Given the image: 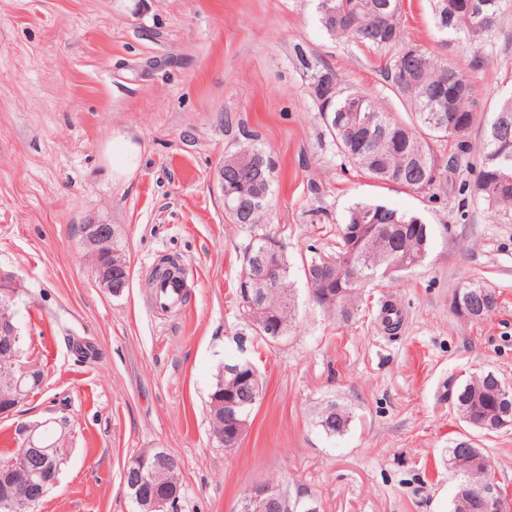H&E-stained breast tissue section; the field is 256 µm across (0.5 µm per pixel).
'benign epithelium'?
Returning a JSON list of instances; mask_svg holds the SVG:
<instances>
[{"label": "benign epithelium", "instance_id": "1", "mask_svg": "<svg viewBox=\"0 0 512 512\" xmlns=\"http://www.w3.org/2000/svg\"><path fill=\"white\" fill-rule=\"evenodd\" d=\"M83 234L95 258L93 271L100 287L114 296L121 295L129 285V269L125 258L112 250V226L86 224ZM246 262L258 270V273L251 275L256 286L268 288L276 282L277 276L263 257H248ZM18 292L13 277L0 273V368L11 371L8 382L0 384L1 416L13 413L30 394L28 377L33 368L20 362V330L13 307ZM251 306L259 317L254 324L255 330L265 331L268 333L266 340L276 343L274 328L263 323L269 310L255 301L251 302ZM224 378L231 386L245 388V394L238 399H213L212 406L220 417L228 420V429L225 432H212L210 437L219 446L232 449L242 440L249 426L248 420L242 418L241 408L255 405L263 395V387L259 373L252 364L243 368L232 363L224 369ZM56 423L58 420L47 418L18 427L19 448L6 464L0 466V509L3 512H35L41 496L35 494L33 488L38 485L44 493L55 483L62 465L55 455ZM35 456L43 461L39 469L30 464ZM155 456L161 466L154 471L136 455L127 462V465L138 470L132 480L124 481V485L139 512H167L168 505L180 496V485L161 478L163 472L177 466L175 458L165 448L155 449ZM468 492L472 498L494 506L496 512H509L512 509L487 462L483 463L480 482L470 486ZM235 512H319V507L317 499L302 488L292 491L286 485L274 486L260 481L252 486L251 497L239 503Z\"/></svg>", "mask_w": 512, "mask_h": 512}]
</instances>
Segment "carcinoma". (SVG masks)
I'll use <instances>...</instances> for the list:
<instances>
[{
    "mask_svg": "<svg viewBox=\"0 0 512 512\" xmlns=\"http://www.w3.org/2000/svg\"><path fill=\"white\" fill-rule=\"evenodd\" d=\"M434 28L441 45L452 50L464 47L470 51L469 72L482 70L492 59L495 31L499 17L512 12V0H428ZM316 14L321 27L329 35L352 39L376 50L394 51L385 67L389 86L405 102L414 115L410 124L396 120L383 111L364 92L343 88L334 82V92L317 100L326 120L337 152L369 178L394 183L406 190L424 193L435 189L448 178V167L442 165L435 146L454 137L459 152L468 146L463 137L480 122L472 94L469 72H464L449 55L432 54L417 44L402 43V0H316ZM463 121L462 131L448 133V116ZM251 161L246 168L224 167V211L235 224H259L268 206L274 182L275 163L264 151L243 148L237 153ZM474 199L499 219L512 218V96L503 100L484 129L481 161L471 186ZM397 237V256L407 268L420 265L427 256L430 229L419 218L408 216L381 204L361 203L352 207L339 229L336 248L330 252L309 246L310 258L303 267L310 268L326 256L338 262L336 280L327 274L306 280L309 294H334L336 301L318 303L325 314L348 321L358 313L359 290L381 278L392 277L395 257L388 231ZM264 252L279 273L278 283L262 289L272 319L290 329L296 319L293 288L290 284L291 263L285 245L271 235H256L243 252ZM493 371L483 372L458 385L454 392V408L472 427L485 433L500 410L499 383ZM352 412L331 400L317 414V427L329 437L344 435L352 422ZM461 444L448 449V469L456 479L452 512H486L467 493L468 483L480 479L479 474L457 471L456 461Z\"/></svg>",
    "mask_w": 512,
    "mask_h": 512,
    "instance_id": "1",
    "label": "carcinoma"
}]
</instances>
